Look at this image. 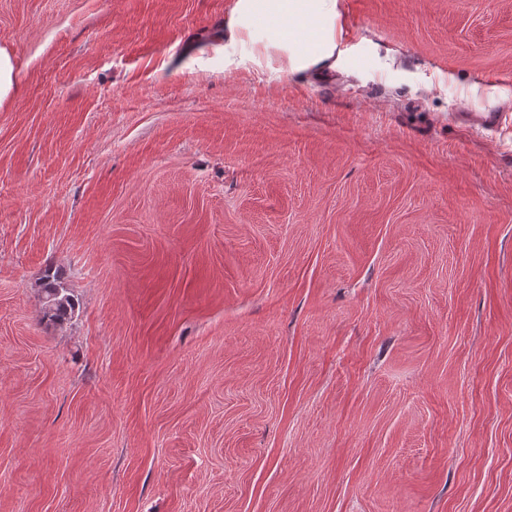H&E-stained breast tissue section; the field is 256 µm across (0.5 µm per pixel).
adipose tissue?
<instances>
[{
    "instance_id": "adipose-tissue-1",
    "label": "adipose tissue",
    "mask_w": 512,
    "mask_h": 512,
    "mask_svg": "<svg viewBox=\"0 0 512 512\" xmlns=\"http://www.w3.org/2000/svg\"><path fill=\"white\" fill-rule=\"evenodd\" d=\"M224 68L271 74L346 70L339 0H232L218 39Z\"/></svg>"
}]
</instances>
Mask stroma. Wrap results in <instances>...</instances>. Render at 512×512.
I'll return each instance as SVG.
<instances>
[{"label":"stroma","instance_id":"stroma-1","mask_svg":"<svg viewBox=\"0 0 512 512\" xmlns=\"http://www.w3.org/2000/svg\"><path fill=\"white\" fill-rule=\"evenodd\" d=\"M340 3L0 0V512H512V0ZM215 46L225 71L275 75L344 71L355 49L344 41L339 0H233ZM41 288L44 293L43 319L56 323L68 319L75 308V300L62 287L58 274L52 268L44 271Z\"/></svg>","mask_w":512,"mask_h":512}]
</instances>
